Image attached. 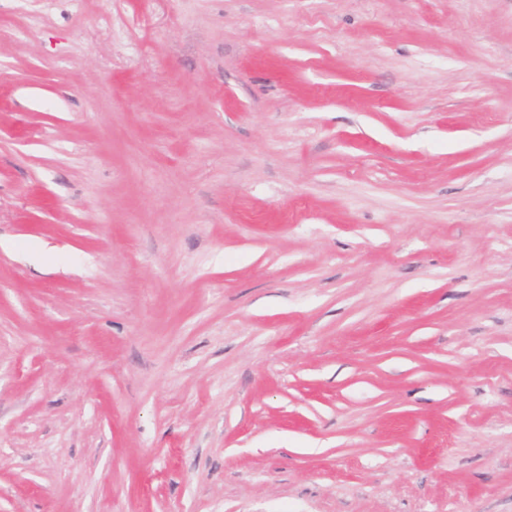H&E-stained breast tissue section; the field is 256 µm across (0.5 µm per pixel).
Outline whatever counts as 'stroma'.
Instances as JSON below:
<instances>
[{"label":"stroma","instance_id":"stroma-1","mask_svg":"<svg viewBox=\"0 0 512 512\" xmlns=\"http://www.w3.org/2000/svg\"><path fill=\"white\" fill-rule=\"evenodd\" d=\"M0 512H512V0H0Z\"/></svg>","mask_w":512,"mask_h":512}]
</instances>
